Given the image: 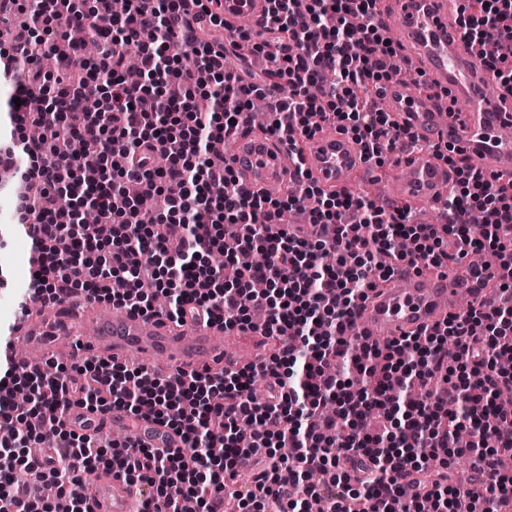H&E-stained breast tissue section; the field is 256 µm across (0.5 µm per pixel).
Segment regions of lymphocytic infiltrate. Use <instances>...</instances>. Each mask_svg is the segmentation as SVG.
<instances>
[{
  "label": "lymphocytic infiltrate",
  "mask_w": 512,
  "mask_h": 512,
  "mask_svg": "<svg viewBox=\"0 0 512 512\" xmlns=\"http://www.w3.org/2000/svg\"><path fill=\"white\" fill-rule=\"evenodd\" d=\"M266 2V22L255 34L226 27L224 0H128L119 14L112 0H92L87 9L46 0L35 11L29 0H0V16L22 18L0 50V75L22 68L16 97L45 100L43 111L28 116L43 127V139L28 140L14 106L13 140L0 145V161L19 151L28 158L15 172V213L37 248L30 298L49 306L80 294L151 316L155 295L172 294L169 320L201 316L228 331L252 328L249 311L256 308L266 314L261 335L280 341L260 364L173 379L97 359L57 365L52 375L6 367L0 421H20L13 396L22 389L32 395L36 418L25 435L0 442V512H55L21 488L23 473L56 484L69 512H94L86 480L100 467L143 486L140 512H218L228 493L241 512H306L314 498L327 501L328 512H423L427 502L432 512L512 508V477L499 471L466 489L450 486L443 473L408 493L395 478L405 468L422 472L441 448L466 446L478 463L512 447V411L495 400L512 384V373L496 361L512 347V283L501 286L495 303L449 315L386 352L365 342L353 353L346 341L355 305L377 279L402 264L447 267L444 236L512 267V184L443 155L454 188L441 224L414 223L410 207L359 192L323 190L300 157L293 193L279 200L251 191L217 146L243 130L252 98L268 97L279 79L291 88L270 102L278 119L269 133L280 142L292 143L298 130L313 132L317 115L333 120L379 166L397 143L416 141L410 125L392 123L355 93L367 84L381 93L392 76L409 75L389 35L387 0ZM459 21L476 46L490 28L512 41V0H463ZM221 27L229 40L215 37ZM74 28L97 44L93 61H82V48L69 42ZM131 43L140 47L145 77L136 86L125 79L123 48ZM245 45L268 59L263 80L236 70ZM179 47L191 52V66L179 65ZM53 49L58 66L48 72L40 60ZM148 95L158 113L140 109ZM203 95L212 100L206 112L196 109ZM173 182L181 195L163 217L142 223L141 197ZM68 183L81 206L111 225V237L74 224L61 206ZM288 210L318 233L272 232ZM474 212L483 217L477 228L469 222ZM255 252L262 256L257 265L250 262ZM217 253L223 264L214 263ZM327 253L336 267L324 264ZM256 278L266 288L244 307L242 295ZM259 375L273 379L279 395L257 396ZM74 402L154 418L181 444L145 448L126 440L101 448L68 426L64 411ZM216 416L224 419L220 457L208 452ZM286 446L293 457L282 455ZM244 457L258 468L246 481ZM347 462L358 468L357 480L344 472Z\"/></svg>",
  "instance_id": "1"
}]
</instances>
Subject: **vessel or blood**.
I'll return each mask as SVG.
<instances>
[{
	"mask_svg": "<svg viewBox=\"0 0 512 512\" xmlns=\"http://www.w3.org/2000/svg\"><path fill=\"white\" fill-rule=\"evenodd\" d=\"M389 2L397 16L398 33L413 47L430 85L423 93L397 83L388 88L386 111L395 119H409L419 136L418 150L396 153L405 172L391 186L399 203L423 204L447 192L451 172L434 156L436 146L445 143L455 145L475 166L511 178L512 137L504 136L503 131L512 127V101L487 92L480 49L468 45L455 21L458 0ZM224 9L252 21L257 30L265 22L263 0H224ZM443 92L449 98L466 101L467 112L438 111L435 97ZM301 146L307 168L327 190L347 187L363 164L357 145L337 131L303 139ZM224 161L242 174L252 189L291 186L293 166L287 145L260 131L237 136ZM509 280L512 274L491 255L477 264L463 259L442 275L410 273L403 280L384 283L358 307L353 330L383 346L441 321L455 312L460 297L487 306L495 296L496 284ZM85 309V304L71 303L36 322L19 319L12 324L11 333L49 353L62 336L90 326V335L81 337L79 345L70 349L75 362L110 358L123 363L133 355L147 363L161 355L170 376L206 365L227 371L239 367L224 349L221 325L189 316L177 324L120 306L98 307L89 323ZM66 420L86 432L108 427L115 439L130 438L150 448H168L179 441L171 429L154 419L137 418L117 409L93 412L74 403L67 409ZM139 497L137 486L116 479L93 489L92 504L95 512H135Z\"/></svg>",
	"mask_w": 512,
	"mask_h": 512,
	"instance_id": "1",
	"label": "vessel or blood"
}]
</instances>
